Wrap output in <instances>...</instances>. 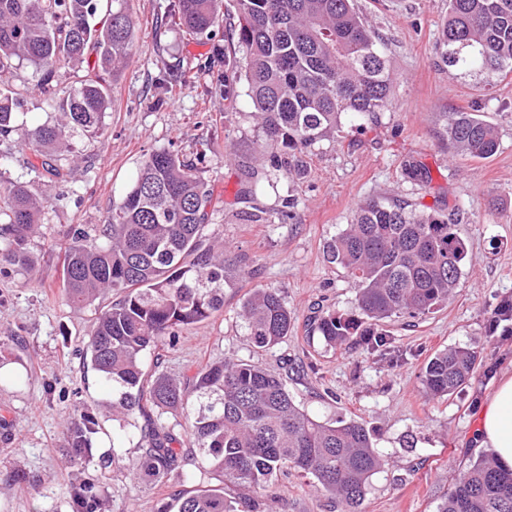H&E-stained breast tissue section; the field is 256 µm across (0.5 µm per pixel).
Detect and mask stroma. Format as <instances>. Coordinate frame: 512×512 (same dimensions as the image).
Returning a JSON list of instances; mask_svg holds the SVG:
<instances>
[{
	"instance_id": "obj_1",
	"label": "stroma",
	"mask_w": 512,
	"mask_h": 512,
	"mask_svg": "<svg viewBox=\"0 0 512 512\" xmlns=\"http://www.w3.org/2000/svg\"><path fill=\"white\" fill-rule=\"evenodd\" d=\"M172 0H129L135 20L132 52L112 79V105L103 139H73L76 157H62L66 180L35 171L17 136L0 137L10 156L0 180L21 181L46 199L42 232L32 248L37 269L0 276V512H72L70 488L90 481L114 512H157L176 491L216 487L212 475L187 465L164 483L131 479L141 456L139 436L112 418V384L84 365L82 348L95 320L94 307L70 306L61 290L60 247L65 230L107 223L149 153L158 149L184 158L205 155L202 178L217 200L210 230L226 251L242 255L248 268L225 289L214 318L182 329L176 347H161L159 368L180 375L222 359L260 362L282 377L291 395L322 420H356L374 435L384 469L374 476L362 512H436L459 470L476 458L472 437L480 407L512 372V335L488 330L491 315L512 298V73L489 75L448 67L441 31L448 0H356L379 32L380 49L393 77L388 107L377 119L345 114L335 138L300 157V169L273 170L277 142H265L246 83L225 106L216 48L237 51L230 28L192 38L167 20ZM194 82L159 96L155 83L164 65L196 68ZM78 73L55 77L56 100L46 99L39 72L20 62L9 76L25 92L31 124L54 122L58 98ZM474 112L500 134L497 155L487 160L451 156L445 132L452 112ZM417 159L430 178L405 177L401 163ZM400 202L418 210L456 212L468 246L465 273L448 306L427 316L386 323L392 351L371 353L356 343L327 347L310 326L320 310L350 312L355 290L343 269L327 262V241L350 224L361 202ZM260 222L244 217L251 207ZM290 219H282V211ZM265 285L279 289L294 317L288 337L255 351L239 318L243 296ZM454 346L480 352L483 362L463 390L435 398L421 384L427 360ZM96 415L91 454L68 451L75 406ZM267 496L272 512H340L295 472L280 474Z\"/></svg>"
}]
</instances>
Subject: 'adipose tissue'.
<instances>
[{
  "mask_svg": "<svg viewBox=\"0 0 512 512\" xmlns=\"http://www.w3.org/2000/svg\"><path fill=\"white\" fill-rule=\"evenodd\" d=\"M474 443L494 449L500 463L512 469V374L505 375L485 400Z\"/></svg>",
  "mask_w": 512,
  "mask_h": 512,
  "instance_id": "obj_1",
  "label": "adipose tissue"
}]
</instances>
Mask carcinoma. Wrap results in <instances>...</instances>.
I'll use <instances>...</instances> for the list:
<instances>
[{"label":"carcinoma","mask_w":512,"mask_h":512,"mask_svg":"<svg viewBox=\"0 0 512 512\" xmlns=\"http://www.w3.org/2000/svg\"><path fill=\"white\" fill-rule=\"evenodd\" d=\"M100 0H0V137L20 134L22 145L40 159L45 176L58 182L62 152L72 138L105 136L103 117L112 96L107 73L129 56L134 22L128 0H112L98 17ZM238 47L247 66L224 55L221 93L230 103L245 77L263 137L284 152L271 166L288 171L297 155L333 138L342 114L374 117L388 105L392 77L379 51L380 39L354 0H233ZM169 22L189 36H213L223 26L224 0H176ZM448 66L512 72V0H448L442 30ZM25 61L41 72L42 93L54 90L61 69L83 74L58 104L53 124L18 121L23 95L7 75ZM189 82V72L163 69L157 89L167 94ZM448 148L488 159L500 147L498 131L473 112H452ZM170 150L143 162L108 223L90 234L82 225L67 232L61 286L73 306L87 307L107 294L86 346L92 369L112 381V408L121 421L156 415L140 429L138 472L154 480L182 475L186 457L202 473L236 489L180 493L157 512H266L262 491L278 474L292 470L312 477L317 488L345 512H362L373 477L385 465L373 434L355 420L321 421L306 412L286 382L262 364L213 362L175 378L146 369L147 353L173 348L179 331L214 317L224 307V288L233 285L245 259L209 243L208 209L213 192L197 165ZM404 174L424 182L428 172L414 160ZM44 201L22 182L0 196V276L29 271L37 262L31 241L40 235ZM329 263L344 269L357 292L354 310L318 315L312 330L334 348L351 338L372 347L385 344L382 325L404 315L424 316L448 304L463 276L467 244L448 216L416 212L375 200L361 203L351 224L327 242ZM239 316L252 346L267 351L291 331L293 316L279 289L253 288ZM512 324V301L491 317V332ZM480 354L451 347L431 356L422 372L426 393L443 397L468 383ZM186 412L188 441L163 421ZM98 421L81 410L71 421L76 456L92 451ZM75 512L100 505L95 484L71 489ZM437 512H512V470L486 453L459 474Z\"/></svg>","instance_id":"cac0c4a2"}]
</instances>
